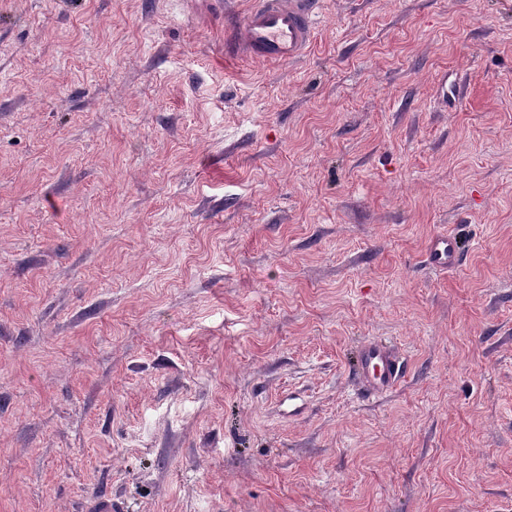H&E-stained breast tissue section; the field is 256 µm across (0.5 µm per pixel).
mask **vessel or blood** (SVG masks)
I'll return each instance as SVG.
<instances>
[{
	"label": "vessel or blood",
	"mask_w": 512,
	"mask_h": 512,
	"mask_svg": "<svg viewBox=\"0 0 512 512\" xmlns=\"http://www.w3.org/2000/svg\"><path fill=\"white\" fill-rule=\"evenodd\" d=\"M317 20L316 0H253L243 18L233 23L228 51L243 52L267 63L295 60L310 45ZM428 260L443 270L459 266L461 245L457 236L434 238ZM404 372L402 356L391 347L374 341L360 347L356 376L366 395L377 397L391 391Z\"/></svg>",
	"instance_id": "vessel-or-blood-1"
}]
</instances>
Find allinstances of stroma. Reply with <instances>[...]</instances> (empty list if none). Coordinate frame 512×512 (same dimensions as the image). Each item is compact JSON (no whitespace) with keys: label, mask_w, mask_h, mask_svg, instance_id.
Here are the masks:
<instances>
[{"label":"stroma","mask_w":512,"mask_h":512,"mask_svg":"<svg viewBox=\"0 0 512 512\" xmlns=\"http://www.w3.org/2000/svg\"><path fill=\"white\" fill-rule=\"evenodd\" d=\"M200 2L0 0V512H512V0ZM317 20L316 0H253L243 18L233 22L228 53L243 52L267 63L295 60L310 45ZM461 245L455 235H440L434 238L428 248L429 262L443 270L459 266L461 261ZM404 359L381 342H367L360 347L357 379L368 396H381L391 391L404 377Z\"/></svg>","instance_id":"obj_1"}]
</instances>
